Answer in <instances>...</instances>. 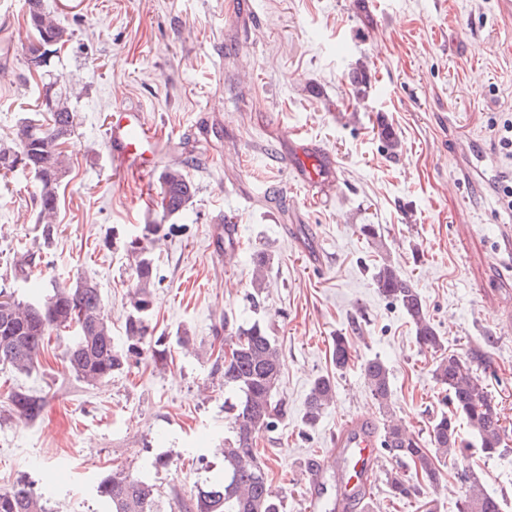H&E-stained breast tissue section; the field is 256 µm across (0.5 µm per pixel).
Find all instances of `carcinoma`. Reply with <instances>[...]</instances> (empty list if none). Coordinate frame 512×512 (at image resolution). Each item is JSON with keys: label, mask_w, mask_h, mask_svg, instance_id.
I'll use <instances>...</instances> for the list:
<instances>
[{"label": "carcinoma", "mask_w": 512, "mask_h": 512, "mask_svg": "<svg viewBox=\"0 0 512 512\" xmlns=\"http://www.w3.org/2000/svg\"><path fill=\"white\" fill-rule=\"evenodd\" d=\"M27 24L34 41L28 54L40 53L49 41L64 48L72 33L52 18L45 0H26ZM42 91L38 111L24 117L16 125L10 141H0V171H15V163L23 161L20 171L33 176L37 183L38 219L41 242L21 244L9 262L12 280L31 283L40 280L48 265L47 249L54 237L53 217L59 203V188L66 178V165L60 146L74 136L79 115L70 106L67 88L47 63L41 73ZM355 99L365 98L367 76L363 68L351 73ZM379 136L387 151L397 154L400 141L385 121L379 125ZM161 220L181 214L195 196V184L179 168L167 167L159 174ZM163 229L161 224H144L130 241L133 263L131 311L125 322L126 342L116 343L112 328L104 315L103 299L98 284L89 277L74 281L54 282L52 292L38 302L20 298L11 286L0 284V364L29 374L39 364V357L54 332H66L70 339L63 351V362L69 373L88 384L109 381L123 371L132 358L146 352L156 362H167V347L153 336L150 324L156 272L154 259L146 243ZM274 257L267 252L254 255L256 285H261L264 272ZM373 284L378 291L395 301L410 319L416 341L423 350L438 354L433 377L448 392L450 410L433 419L428 427V444L399 422L384 424L382 441L391 457L409 463L414 472L386 473L389 491L398 499L417 496L426 488H436L442 472L437 457H455L464 449L457 418L461 417L476 435L481 451L494 456L502 451L501 442L508 433L499 403L489 394L479 377L454 353H444L439 336L424 308L420 293L399 269L383 260L374 266ZM224 346L232 349L227 360L220 357L218 369L224 376V387L237 395L227 406L231 436L224 438V478L197 491L195 512H287L285 497L276 493L269 481L268 466L260 458L255 437L263 429H272L288 416V405L275 398L281 374V353L275 339L258 322L239 325L224 337ZM352 354L345 337L334 342L333 363L337 370L347 368ZM363 377L371 395L382 408L392 397L390 370L379 358L367 361ZM336 384L328 376L317 377L310 389L304 412V423L313 427L335 397ZM12 409L35 418L42 397L22 389L8 393ZM469 489L458 505V512H503V501L487 492L480 479L467 476ZM100 497L111 505V512H159L158 488L122 469L105 475L97 486ZM0 512H49L33 484L20 479L9 489L0 491Z\"/></svg>", "instance_id": "obj_1"}]
</instances>
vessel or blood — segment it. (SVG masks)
Segmentation results:
<instances>
[{"label":"vessel or blood","instance_id":"vessel-or-blood-1","mask_svg":"<svg viewBox=\"0 0 512 512\" xmlns=\"http://www.w3.org/2000/svg\"><path fill=\"white\" fill-rule=\"evenodd\" d=\"M106 136L117 157L116 170L120 173L133 172L148 177L153 171L148 161L163 133L155 125L148 123L143 115L133 111H116L106 120ZM315 154L311 145L295 146L288 164L297 171L303 182L316 197L328 198L335 191L333 180L315 171L310 161ZM339 458L347 467L349 476L341 482L340 494L349 498L363 493L365 479L375 469L377 449L381 443L377 434L361 429L359 423L345 426L336 436Z\"/></svg>","mask_w":512,"mask_h":512}]
</instances>
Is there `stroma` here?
<instances>
[{
  "mask_svg": "<svg viewBox=\"0 0 512 512\" xmlns=\"http://www.w3.org/2000/svg\"><path fill=\"white\" fill-rule=\"evenodd\" d=\"M73 34L54 69L74 91L80 115L66 143L69 173L59 194L56 235L40 294L56 279L93 278L117 342L125 340L133 282L128 238L162 221L155 175H119L104 137L107 115L142 112L164 137L155 167H184L192 204L164 221L151 244L157 286L151 322L170 356L131 363L104 384L73 378L51 340L25 375L0 366V489L26 477L51 512H106L100 479L122 468L157 485L161 512L224 474L228 433L224 380L213 364L224 324L261 320L282 356L278 397L287 417L260 431L256 447L287 512H322L307 471L318 462L327 489L340 466L330 435L359 416L382 427L399 419L426 434L448 411L432 376L436 356L420 349L397 303L372 282L388 259L418 288L447 351L512 410V273L497 249L512 233V209L496 192L512 178V16L497 0H45ZM33 39L24 0H0V139L37 105L38 77L26 66ZM370 88L355 100L350 74ZM386 121L401 142L390 157L378 135ZM330 159V200L312 202L285 156L298 139ZM476 143L478 155L464 153ZM37 185L0 172V279L21 242L38 233ZM237 244L224 254V226ZM373 224L372 242L358 227ZM274 262L262 287L253 254ZM188 345H180V336ZM344 336L354 359L332 362ZM380 358L392 402L379 408L362 375ZM336 396L315 426L304 424L315 378ZM42 396L28 419L5 404L10 388ZM462 454L440 458V512H457L461 471L477 474L512 512V446L485 457L461 426ZM166 466H159V459ZM402 462L381 454L365 503L353 512H425L423 499H392L386 474Z\"/></svg>",
  "mask_w": 512,
  "mask_h": 512,
  "instance_id": "stroma-1",
  "label": "stroma"
}]
</instances>
